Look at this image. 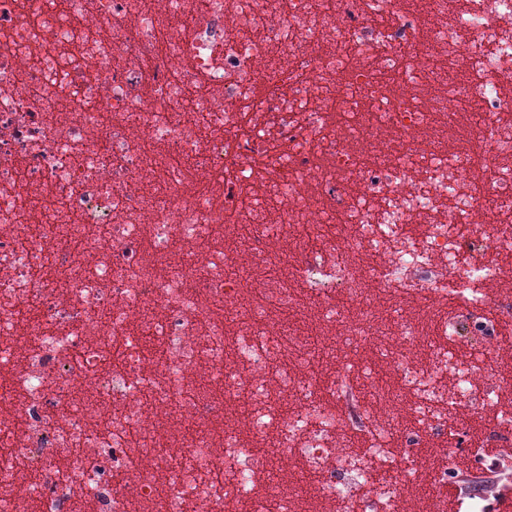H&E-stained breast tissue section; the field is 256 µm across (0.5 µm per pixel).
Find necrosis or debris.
<instances>
[{
    "instance_id": "obj_1",
    "label": "necrosis or debris",
    "mask_w": 512,
    "mask_h": 512,
    "mask_svg": "<svg viewBox=\"0 0 512 512\" xmlns=\"http://www.w3.org/2000/svg\"><path fill=\"white\" fill-rule=\"evenodd\" d=\"M510 322L512 0H0V512H445Z\"/></svg>"
}]
</instances>
